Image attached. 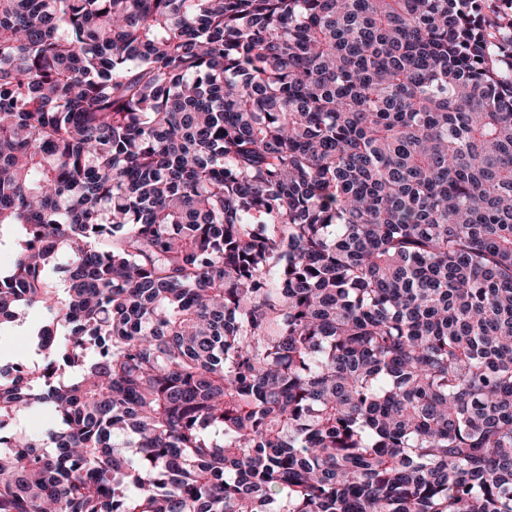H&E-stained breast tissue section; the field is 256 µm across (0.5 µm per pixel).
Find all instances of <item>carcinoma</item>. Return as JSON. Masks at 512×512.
I'll use <instances>...</instances> for the list:
<instances>
[{
  "label": "carcinoma",
  "mask_w": 512,
  "mask_h": 512,
  "mask_svg": "<svg viewBox=\"0 0 512 512\" xmlns=\"http://www.w3.org/2000/svg\"><path fill=\"white\" fill-rule=\"evenodd\" d=\"M485 2L0 0V512H512ZM23 325L15 328L9 339V349L14 354H24L31 349V331L46 317L44 309L30 307L23 316ZM53 420L51 409L44 408L37 413L26 415L21 420V426L33 437L43 438L47 423Z\"/></svg>",
  "instance_id": "obj_1"
}]
</instances>
